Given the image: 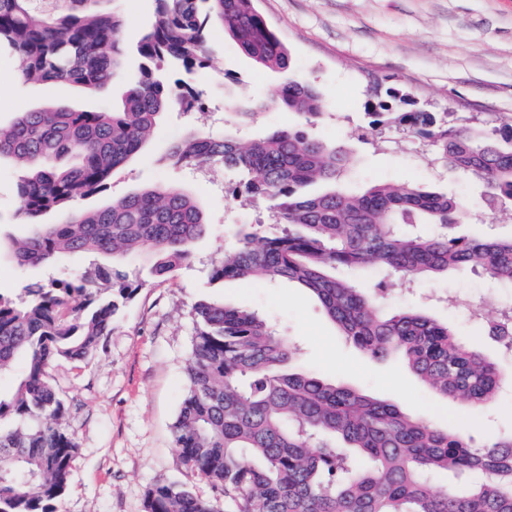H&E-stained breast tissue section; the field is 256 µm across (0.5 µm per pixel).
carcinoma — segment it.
Instances as JSON below:
<instances>
[{
    "label": "carcinoma",
    "mask_w": 512,
    "mask_h": 512,
    "mask_svg": "<svg viewBox=\"0 0 512 512\" xmlns=\"http://www.w3.org/2000/svg\"><path fill=\"white\" fill-rule=\"evenodd\" d=\"M59 2L65 7L54 13L37 0H0V54L18 59L26 82L105 91L124 74L122 21L98 0ZM212 24L256 65L289 71L290 51L255 0H157L152 28L137 45L140 75L126 84L118 107L51 103L0 128V159L19 170L18 216L30 227L9 239L6 258L22 269L88 261L50 288L35 282L17 299L0 294V374L16 357L27 360L14 389L0 392V420H20L0 430V512H55L76 444L61 426L65 401L48 370L61 360L94 357L120 301L137 290L123 262L147 251L152 275L165 281L210 231L198 201L180 187L146 186L91 210L74 203L107 187L162 113L201 104L193 87L157 72L162 64L172 71L207 65ZM272 102L303 123L245 142L231 132L222 138L194 132L169 154L176 165L219 164L236 172L233 195L263 202L281 226L269 236L240 229L238 244L213 264L210 281L296 283L370 357L400 355L447 398L475 407L492 400L504 379L498 363L425 314L384 310V285L368 292L336 270L372 264L412 282L465 268L512 285V234L455 235L453 226L469 221L471 209L451 192L385 183L351 191L352 159L344 146L308 132L325 110L308 80L290 77L274 99L257 95L228 109L251 117ZM412 103L410 94L387 90L386 98L369 103V129L357 139L401 127L436 162L479 183L485 207L512 206V124L450 125L430 112L399 111ZM315 184L326 189L306 191ZM48 212L65 220L45 224ZM100 282L116 293L100 295L93 287ZM192 314L196 338L175 450L188 475L209 482L224 501L199 495L187 482L159 483L148 491L147 512H512V433L478 446L315 371H286L293 357L288 340L255 310L205 297ZM484 331L511 354L512 304ZM448 473L481 479L436 486V477Z\"/></svg>",
    "instance_id": "carcinoma-1"
}]
</instances>
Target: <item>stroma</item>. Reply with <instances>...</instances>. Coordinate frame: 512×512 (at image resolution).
Segmentation results:
<instances>
[{
	"label": "stroma",
	"mask_w": 512,
	"mask_h": 512,
	"mask_svg": "<svg viewBox=\"0 0 512 512\" xmlns=\"http://www.w3.org/2000/svg\"><path fill=\"white\" fill-rule=\"evenodd\" d=\"M123 20L119 48L128 73L140 72L137 45L152 25L157 0H101ZM260 11L288 46L294 76L314 81L326 102L313 126L317 137L350 145L355 164L353 187L415 182L473 202L478 189L445 167L428 164L417 145L390 130L387 148L352 141L365 126L374 80L410 92L419 107L445 118L512 122V0H258ZM212 67L195 69L189 82L201 90L204 111L169 112L160 119L151 143L115 170L103 193L79 201L82 209L100 207L139 188L165 184L191 191L203 203L210 233L194 245L195 260L158 281L149 273L151 258L139 253L126 265L142 282L120 306L112 332L86 364L59 361L48 371L66 401L63 429L76 443L69 483L56 512H146L148 490L158 483H181L187 473L174 451V424L187 390V359L195 338L191 310L201 297L225 298L263 312L277 332L295 347L292 365L314 370L365 394L397 404L408 415L444 429L472 434L485 443L512 430V388L495 403L476 409L437 395L397 357H369L328 320L320 305L294 284L267 282L213 284L209 272L224 248L235 242L239 225L277 229L264 207L228 205L224 192L237 177L221 167L173 166L163 157L190 131L215 136H266L297 124L296 115L276 108L248 118L230 114L228 102L273 93L286 79L255 65L216 26L208 30ZM17 61L0 56V125L16 114L51 102L76 109L115 106L124 82L90 95L55 85H35L16 77ZM18 173L0 161V236L26 233L16 211ZM57 267L18 269L0 263V295L17 298L34 281L67 276ZM389 308L416 309L449 324L461 340L481 337L483 320L495 319L512 303V288L483 275L451 271L412 285L388 288ZM486 355L512 375V355L481 337Z\"/></svg>",
	"instance_id": "35a3bbf8"
}]
</instances>
